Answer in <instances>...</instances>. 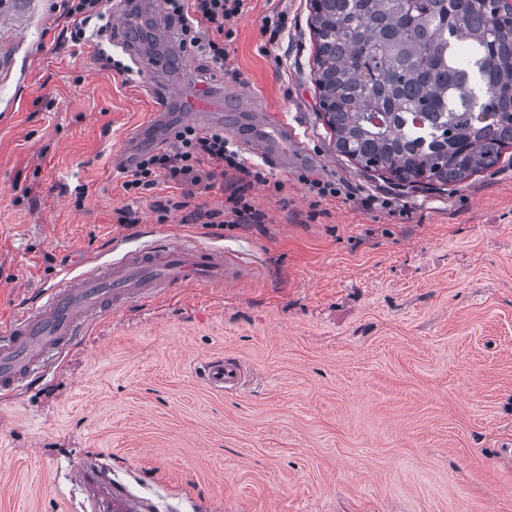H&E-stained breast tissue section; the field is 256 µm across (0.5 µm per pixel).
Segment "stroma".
<instances>
[{"label":"stroma","mask_w":512,"mask_h":512,"mask_svg":"<svg viewBox=\"0 0 512 512\" xmlns=\"http://www.w3.org/2000/svg\"><path fill=\"white\" fill-rule=\"evenodd\" d=\"M139 46L190 80L239 86L224 123L285 113L304 147L266 164L261 224L217 230L123 189L126 138L154 110L61 0H0V322L114 236L157 225L224 247L242 276L95 322L36 383L0 397V512H90L95 465L154 512H512V148L460 184L397 186L337 154L313 80L309 0H245L227 73L179 46L157 0H112ZM285 11L279 44L263 19ZM343 184L315 200L300 177ZM387 196L397 212L368 210ZM241 361L218 391L194 368Z\"/></svg>","instance_id":"1"}]
</instances>
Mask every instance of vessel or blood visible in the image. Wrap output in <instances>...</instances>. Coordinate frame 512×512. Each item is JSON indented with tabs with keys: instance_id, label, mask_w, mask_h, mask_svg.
I'll use <instances>...</instances> for the list:
<instances>
[{
	"instance_id": "vessel-or-blood-1",
	"label": "vessel or blood",
	"mask_w": 512,
	"mask_h": 512,
	"mask_svg": "<svg viewBox=\"0 0 512 512\" xmlns=\"http://www.w3.org/2000/svg\"><path fill=\"white\" fill-rule=\"evenodd\" d=\"M152 93L159 105L151 125L166 122L167 111L177 107V119L197 128L221 120L224 94L209 85L197 84L186 95L172 93L155 80ZM268 136L249 139L245 150L277 163L287 160L301 142L293 127L275 112L259 113ZM149 128L134 132L118 157L122 169L134 166L148 144ZM108 260H89L83 268L63 267L60 281L45 297L0 324V391L20 390L43 376L48 363L72 345L94 322L113 310L135 306L188 284L204 286L230 283L237 270L220 247H202L177 236H164L128 246L117 240ZM199 373L217 389L239 386L247 371L240 361L224 358L203 363Z\"/></svg>"
}]
</instances>
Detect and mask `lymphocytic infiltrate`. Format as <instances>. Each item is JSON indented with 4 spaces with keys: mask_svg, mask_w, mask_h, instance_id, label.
Instances as JSON below:
<instances>
[{
    "mask_svg": "<svg viewBox=\"0 0 512 512\" xmlns=\"http://www.w3.org/2000/svg\"><path fill=\"white\" fill-rule=\"evenodd\" d=\"M108 0H63L66 14L79 16L80 22L70 32L72 42L101 41L111 29ZM169 16L180 29L184 51L223 65L229 58L228 47L234 31L227 28L231 18L242 13L244 0H165ZM232 170L240 175L236 186L220 209L199 211L197 220L204 227L234 229L239 225L261 221L262 213L255 208L251 189L266 183L264 171L231 149L223 131H201L186 125L174 133L171 147L143 154L123 188L127 192L144 193L167 179L182 186L179 201L157 205L160 215L183 207L184 200L198 191L211 189L217 171Z\"/></svg>",
    "mask_w": 512,
    "mask_h": 512,
    "instance_id": "f902f5d3",
    "label": "lymphocytic infiltrate"
}]
</instances>
